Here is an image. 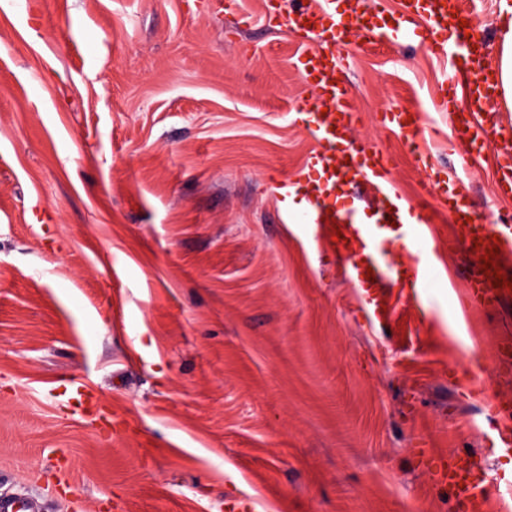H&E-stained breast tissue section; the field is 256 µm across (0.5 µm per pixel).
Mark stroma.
<instances>
[{
	"mask_svg": "<svg viewBox=\"0 0 512 512\" xmlns=\"http://www.w3.org/2000/svg\"><path fill=\"white\" fill-rule=\"evenodd\" d=\"M300 53L262 0H0V502L39 512H459L416 448L512 478L489 427L512 373L489 358L512 315L464 314L473 262L449 251L425 304L370 323L321 240L286 221L283 181L318 150ZM354 136L401 193L415 151L377 112H421L452 194L494 218L493 151L450 152L445 62L353 41ZM467 364L487 397L448 369ZM98 399L88 415L71 398Z\"/></svg>",
	"mask_w": 512,
	"mask_h": 512,
	"instance_id": "stroma-1",
	"label": "stroma"
}]
</instances>
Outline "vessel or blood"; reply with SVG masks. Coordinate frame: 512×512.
<instances>
[{"label":"vessel or blood","instance_id":"obj_1","mask_svg":"<svg viewBox=\"0 0 512 512\" xmlns=\"http://www.w3.org/2000/svg\"><path fill=\"white\" fill-rule=\"evenodd\" d=\"M275 18L303 48L300 77L306 93L302 121L321 144L306 175L313 201L308 221L322 227L367 315L391 323L405 307L421 306L432 269L427 232L438 203L443 201L460 230L459 236L449 239V248L467 251L476 260L489 248H497L503 259L499 267L502 276H512V222L476 218L464 199L448 200L443 169L425 164L419 196L405 199L399 195L388 157L373 140L352 134L358 109L343 78L346 61L334 52L341 39L360 36L369 44L384 46L393 33L403 32L413 34L431 55L447 62L437 109L447 114L454 131L450 145L468 152L494 146L495 191L499 198L511 200L512 144L499 139L487 46L481 37L467 35L462 28V21L474 19L463 0H399L392 18L384 17L381 9L368 8L366 0H348L343 12L338 11L336 0H305L294 9L278 11ZM316 39L320 47L309 49V42ZM376 121L409 146L425 133L422 117L416 112L389 109L377 113ZM361 181L375 197L371 223L365 222L360 208H340L335 203ZM511 300L512 290L495 285L493 276L485 274L482 267H475L466 281L467 310L497 311ZM489 424L498 432L503 447L511 448L512 402L496 401ZM417 466L435 484L448 489L462 512H491L492 493L471 455L421 449Z\"/></svg>","mask_w":512,"mask_h":512}]
</instances>
